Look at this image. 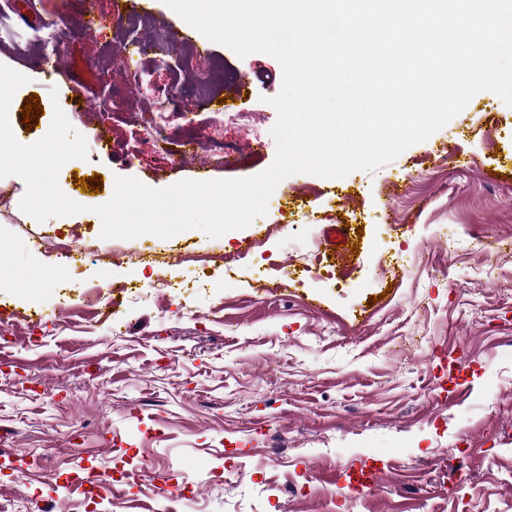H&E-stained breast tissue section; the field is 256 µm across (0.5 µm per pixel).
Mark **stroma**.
Returning <instances> with one entry per match:
<instances>
[{
  "label": "stroma",
  "instance_id": "1",
  "mask_svg": "<svg viewBox=\"0 0 512 512\" xmlns=\"http://www.w3.org/2000/svg\"><path fill=\"white\" fill-rule=\"evenodd\" d=\"M27 11L0 0V55L28 78L12 131L35 143L55 102L80 97L67 118L88 157L58 174L83 212L16 214L14 176L0 195V512H512V106L482 91L375 172L288 176L265 215L217 238L105 239L95 209L116 177L160 189L271 166L255 134L277 120L282 69L213 44L243 84L216 94L247 114L217 132L195 93L205 70L179 50L127 71L130 40L178 22L163 0L135 7L136 28L110 0H42L29 25ZM47 51L63 76L35 69ZM173 83L175 104L152 91ZM169 110L192 113L170 129L194 155L154 149L147 125ZM96 174L100 192L82 189ZM339 222L358 252L327 250Z\"/></svg>",
  "mask_w": 512,
  "mask_h": 512
}]
</instances>
